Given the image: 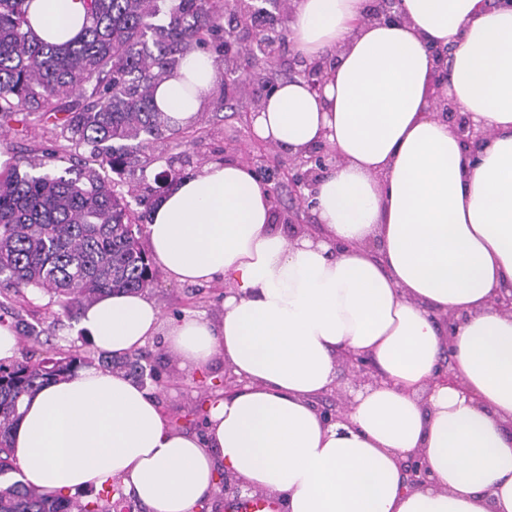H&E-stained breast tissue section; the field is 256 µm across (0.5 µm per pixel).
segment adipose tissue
<instances>
[{
	"label": "adipose tissue",
	"instance_id": "1",
	"mask_svg": "<svg viewBox=\"0 0 512 512\" xmlns=\"http://www.w3.org/2000/svg\"><path fill=\"white\" fill-rule=\"evenodd\" d=\"M401 10L404 23H379L366 0H295L294 50L338 61L322 93L280 82L251 118L269 145L338 151L314 196L322 238L276 232L252 169L210 162L156 202L147 233L170 279L228 285L221 313L166 324L144 294L83 313L97 350L129 354L162 332L181 369L223 360L239 385L210 396L205 434L171 428L154 394L90 365L25 401L11 440L25 484L70 495L117 480L149 512H192L223 471L284 512H512V314L491 305L512 285V7ZM28 19L61 45L84 3L30 0ZM429 43L455 45L445 93L494 133L477 159L432 115ZM216 82L194 51L154 101L187 127ZM451 311L463 319L447 342L437 318ZM447 343L458 388L431 383ZM345 351L370 355L381 380L327 425L314 402ZM413 452L432 479L416 490L399 468Z\"/></svg>",
	"mask_w": 512,
	"mask_h": 512
}]
</instances>
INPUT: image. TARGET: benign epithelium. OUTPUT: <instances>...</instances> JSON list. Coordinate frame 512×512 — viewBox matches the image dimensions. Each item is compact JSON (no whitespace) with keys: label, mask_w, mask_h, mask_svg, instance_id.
Masks as SVG:
<instances>
[{"label":"benign epithelium","mask_w":512,"mask_h":512,"mask_svg":"<svg viewBox=\"0 0 512 512\" xmlns=\"http://www.w3.org/2000/svg\"><path fill=\"white\" fill-rule=\"evenodd\" d=\"M400 0H387L383 7L375 9L368 15L370 20L400 23L404 15L399 8ZM433 59L434 69L432 85L434 91L431 99L436 106L437 115L448 122L449 127L457 136L465 152L474 156L491 139V131L475 125L469 114L461 111L444 94L448 82V56L452 48L446 46H427ZM332 57L326 55L321 60L313 61L297 72L313 93H322L328 77V65ZM340 160L336 150L329 144L318 142L288 158V184L294 186L300 198L314 196L320 181L328 174L330 168ZM341 365L346 369L352 385L361 388L365 385H376L380 382V374L371 357L367 354H344ZM433 383L444 385L458 384V376L453 366L450 348H445L434 371ZM353 397L348 394L329 392L318 397L315 407L326 424L345 421V412L352 404ZM401 473L405 485L418 489L430 483L429 469L421 455L409 454L400 462Z\"/></svg>","instance_id":"obj_1"}]
</instances>
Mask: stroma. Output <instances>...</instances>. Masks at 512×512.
Instances as JSON below:
<instances>
[{
    "label": "stroma",
    "instance_id": "obj_1",
    "mask_svg": "<svg viewBox=\"0 0 512 512\" xmlns=\"http://www.w3.org/2000/svg\"><path fill=\"white\" fill-rule=\"evenodd\" d=\"M263 94L261 84L240 81L231 101L232 109L216 110L207 106L197 125L201 134L196 145H185L181 138L172 137L152 143L146 150L151 162L147 168H128L115 175L116 188L134 190L130 207L143 211L153 201L154 176L159 171H174L177 176L197 172L203 165L218 160L240 161L254 169L276 171L278 165L288 162L287 151L280 148L257 150L253 147L249 112ZM0 147L12 157L31 155L42 158L47 167H54L58 158H77L87 155V147H75L66 141L53 126L33 123L0 129ZM149 295L159 305L164 319L170 320L187 311L208 316L218 315L224 298L223 284L198 286L177 283L165 274H158ZM149 362L158 376L150 390L158 395L161 408L172 426L189 428L198 421L199 411L211 393V387L222 384L224 363L215 360L207 369L189 372L179 369L171 354L164 334H157L145 346Z\"/></svg>",
    "mask_w": 512,
    "mask_h": 512
}]
</instances>
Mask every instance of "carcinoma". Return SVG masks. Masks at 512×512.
<instances>
[{"mask_svg":"<svg viewBox=\"0 0 512 512\" xmlns=\"http://www.w3.org/2000/svg\"><path fill=\"white\" fill-rule=\"evenodd\" d=\"M30 0H0V126L52 122L89 155L44 170L26 162L0 173V310L28 291L53 298L69 321L107 293L143 292L155 271L142 245L143 216L107 170L138 166L139 151L181 129L159 111L154 92L184 55L225 30L235 0H84L86 23L63 46L29 29ZM28 355L0 363V478L17 470L11 433L25 398L86 365L122 372L137 383L154 373L143 352L96 358L72 349H44L40 324L16 317ZM123 497L99 493L83 501L49 495L18 481L0 489V512H118Z\"/></svg>","mask_w":512,"mask_h":512,"instance_id":"carcinoma-1","label":"carcinoma"}]
</instances>
